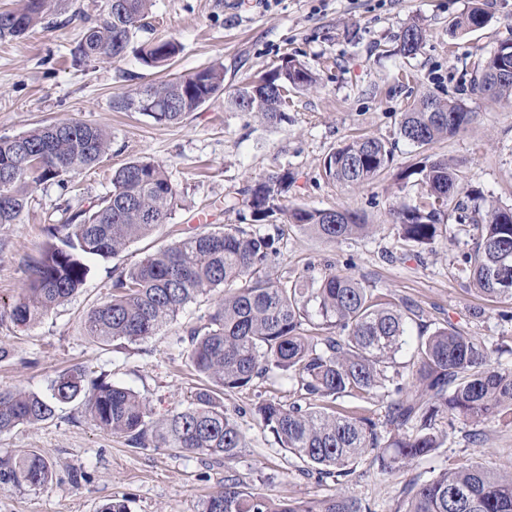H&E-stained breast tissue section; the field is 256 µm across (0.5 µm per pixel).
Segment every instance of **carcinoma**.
I'll return each instance as SVG.
<instances>
[{
  "mask_svg": "<svg viewBox=\"0 0 512 512\" xmlns=\"http://www.w3.org/2000/svg\"><path fill=\"white\" fill-rule=\"evenodd\" d=\"M60 0H21L14 10L0 11V40L16 38L41 24ZM151 0H107L106 16L90 24L77 46L80 56L96 61L119 60L148 13ZM491 15L475 5L449 23L453 35L483 28ZM424 39L421 25L406 24L397 52L416 54ZM178 42L151 41L137 49L141 62L162 67L175 57ZM504 58L497 52L477 64L473 90L512 101V79L493 80ZM317 83L305 65L287 60L256 91L244 86L234 98L243 111L281 112L288 89L305 90ZM224 86V70L208 66L121 96L113 107L142 112L158 123L178 124ZM474 113L457 101L429 93L402 113L400 135L424 147L464 129ZM106 129L70 120L49 124L12 138L0 137V224H18L32 190L62 176L95 167L111 149ZM393 145L374 136L353 139L331 152L326 175L344 185L372 182L384 171ZM418 175L426 191L446 194L442 208L418 204L394 212L399 235L429 245L438 233L440 214L458 190V176L445 158H435L400 173ZM290 173L254 181L245 203L257 228L226 225L180 238L114 275L111 293L86 316L87 335L108 347L135 343L155 335L190 304L211 292H222L206 318L185 327L188 358L201 375L186 405L161 421L149 403L133 390L110 380L89 379L82 366L59 375L48 392L0 388V432L21 424L36 425L62 405L79 402L84 415L101 430L125 438L134 448H170L224 462V489L203 501L201 512H368L361 502L339 492L329 498L300 501L244 491L234 467L248 444L236 422L224 412V391L248 385L277 371L300 392L288 405L258 402L253 413L276 444L318 478L346 477L361 460L393 474L433 455L448 438L454 422L475 425L512 417V370L491 367L492 351L477 337L452 324L410 343L412 308L381 302L361 281L346 272L319 279L287 282L259 272L278 255L276 239L261 231L275 212V201L288 193ZM177 196L165 167L134 160L112 175V190L96 208L75 211L66 224H47L48 242L29 268L21 297L2 314L13 323L33 326L67 301L89 273L86 256L108 258L134 240L166 223ZM505 208L488 204L482 220L472 219L476 235L460 259L474 289L486 300H512L500 288L496 272H512V223L503 224ZM288 223L327 243L367 237L376 231L348 210L294 208ZM413 346L411 380L387 375L388 364ZM364 394L385 403L382 423L366 410L347 408L338 400ZM445 421L448 430L438 428ZM414 425L411 432L408 425ZM51 464L38 452L18 449L0 458V489H40L52 480ZM401 512H512V469L487 468L466 460L430 478L412 481Z\"/></svg>",
  "mask_w": 512,
  "mask_h": 512,
  "instance_id": "carcinoma-1",
  "label": "carcinoma"
}]
</instances>
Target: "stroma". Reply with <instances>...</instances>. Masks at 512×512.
Masks as SVG:
<instances>
[{
	"label": "stroma",
	"instance_id": "obj_1",
	"mask_svg": "<svg viewBox=\"0 0 512 512\" xmlns=\"http://www.w3.org/2000/svg\"><path fill=\"white\" fill-rule=\"evenodd\" d=\"M483 2L491 22L453 38L448 26L471 0H153L134 44L172 37L181 46L169 65L157 69L132 51L112 63L75 56L85 26L104 15L106 0H60L44 25L0 40V137L73 119L112 134V148L96 167L68 175L61 186H38L20 223L0 224V310L18 298L44 225L66 223L74 211L97 204L111 191L115 170L135 159L155 161L179 190L166 223L114 257L89 259L83 287L40 324L0 321V348L8 353L0 360V386L43 393L63 371L81 365L145 397L154 418L186 403L201 379L188 361L184 328L206 316L219 293L202 297L155 336L107 351L86 336L84 319L107 298L113 272L206 225L248 226L244 189L283 171L295 181L265 227L279 248L265 270L269 278L350 273L373 293L413 305L418 315L412 333L428 335L454 324L492 348L496 367L512 370V300L487 301L460 270V256L475 233L471 221L449 203L434 243L417 245L402 240L391 216L424 192L417 182L399 181V173L429 156L453 163L462 192L474 189L512 207V104L470 86L474 62L512 40V0ZM413 20L425 31L421 48L410 57L394 54L395 35ZM287 57L317 73L315 88L289 91L273 120L231 104L239 88ZM210 65L223 66L224 88L181 123L162 124L113 106L147 84ZM428 93L462 102L474 118L456 135L420 148L400 136V120ZM360 135L393 143L390 166L365 185L328 180V154ZM292 207L354 211L377 230L326 243L287 222ZM269 398L291 402L292 384L269 375L224 394V409L248 444L235 468L246 490L302 500L342 491L368 512H397L411 479H428L475 456L494 467L512 463V420L477 429L459 421L442 448L405 470L382 475L363 460L341 481H320L301 474L300 461L278 448L253 416L254 405ZM475 430L482 444L471 442ZM20 448L44 456L53 479L40 490L0 489V512H101L116 496L126 498L128 512H199L202 501L224 485V467L214 460L129 447L124 438L95 429L76 404L48 421L0 434V456Z\"/></svg>",
	"mask_w": 512,
	"mask_h": 512
}]
</instances>
